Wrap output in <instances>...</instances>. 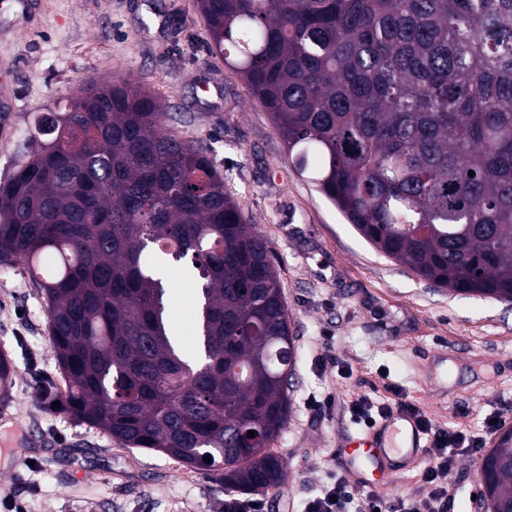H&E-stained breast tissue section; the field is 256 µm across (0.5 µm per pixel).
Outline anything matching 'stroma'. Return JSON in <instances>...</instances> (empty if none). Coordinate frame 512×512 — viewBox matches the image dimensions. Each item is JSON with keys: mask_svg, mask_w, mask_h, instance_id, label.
<instances>
[{"mask_svg": "<svg viewBox=\"0 0 512 512\" xmlns=\"http://www.w3.org/2000/svg\"><path fill=\"white\" fill-rule=\"evenodd\" d=\"M197 0H33L0 14V99L17 101L0 135V182L24 162L29 125L89 82L130 75L168 129L206 144L245 223L268 243L296 360L291 415L271 450L287 474L263 494L266 512H303L330 475L340 441L359 433L352 400L388 401L398 387L434 424L481 433L501 413L512 426V302L432 287L361 238L288 161L269 112L210 53ZM167 261L171 321L190 327L197 280ZM43 293L22 264H0V352L13 368L0 390V500L28 512H224L216 474L127 448L40 398L60 383ZM333 355L323 365L322 355Z\"/></svg>", "mask_w": 512, "mask_h": 512, "instance_id": "obj_1", "label": "stroma"}]
</instances>
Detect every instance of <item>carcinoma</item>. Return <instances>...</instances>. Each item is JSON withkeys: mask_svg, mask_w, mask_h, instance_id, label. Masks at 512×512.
I'll list each match as a JSON object with an SVG mask.
<instances>
[{"mask_svg": "<svg viewBox=\"0 0 512 512\" xmlns=\"http://www.w3.org/2000/svg\"><path fill=\"white\" fill-rule=\"evenodd\" d=\"M198 8L288 161L365 241L438 288L512 302V0ZM31 140L0 182V263L23 262L45 295L65 390L42 398L232 491L281 486L270 444L294 336L268 245L209 148L124 76L48 109ZM166 256L199 264L194 359L168 334ZM486 456L491 510L512 503V426Z\"/></svg>", "mask_w": 512, "mask_h": 512, "instance_id": "cac0c4a2", "label": "carcinoma"}]
</instances>
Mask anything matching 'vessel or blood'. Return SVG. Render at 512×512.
I'll use <instances>...</instances> for the list:
<instances>
[{
	"label": "vessel or blood",
	"mask_w": 512,
	"mask_h": 512,
	"mask_svg": "<svg viewBox=\"0 0 512 512\" xmlns=\"http://www.w3.org/2000/svg\"><path fill=\"white\" fill-rule=\"evenodd\" d=\"M346 469L355 486L370 491L397 482L427 456L423 430L410 413L392 410L346 445Z\"/></svg>",
	"instance_id": "b4317fda"
}]
</instances>
